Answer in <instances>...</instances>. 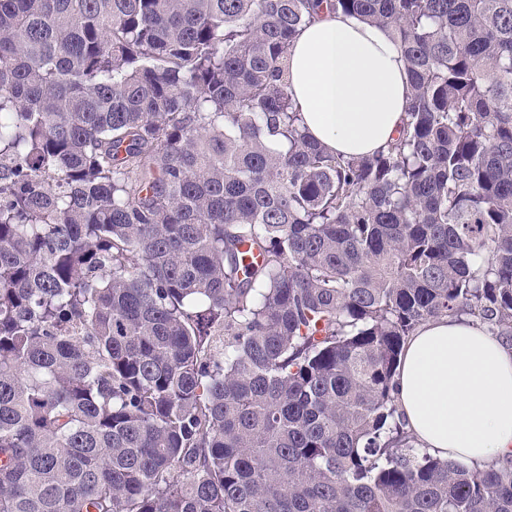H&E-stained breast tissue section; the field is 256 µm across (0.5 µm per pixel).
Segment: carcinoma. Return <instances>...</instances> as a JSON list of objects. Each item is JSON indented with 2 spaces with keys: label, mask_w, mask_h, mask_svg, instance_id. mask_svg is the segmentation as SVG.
<instances>
[{
  "label": "carcinoma",
  "mask_w": 512,
  "mask_h": 512,
  "mask_svg": "<svg viewBox=\"0 0 512 512\" xmlns=\"http://www.w3.org/2000/svg\"><path fill=\"white\" fill-rule=\"evenodd\" d=\"M329 8L407 66L371 156L288 91L320 0H0V512H512L393 395L512 340V0Z\"/></svg>",
  "instance_id": "carcinoma-1"
}]
</instances>
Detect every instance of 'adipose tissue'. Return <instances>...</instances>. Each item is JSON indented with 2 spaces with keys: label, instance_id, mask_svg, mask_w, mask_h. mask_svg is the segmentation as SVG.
<instances>
[{
  "label": "adipose tissue",
  "instance_id": "ef3b65f1",
  "mask_svg": "<svg viewBox=\"0 0 512 512\" xmlns=\"http://www.w3.org/2000/svg\"><path fill=\"white\" fill-rule=\"evenodd\" d=\"M288 87L309 134L343 155L397 135L410 93L388 30L325 13L294 37ZM395 399L420 447L483 466L512 453V342L469 318L443 316L407 339Z\"/></svg>",
  "mask_w": 512,
  "mask_h": 512
}]
</instances>
